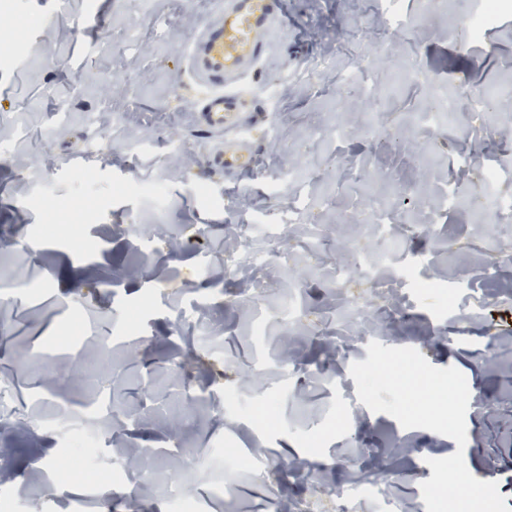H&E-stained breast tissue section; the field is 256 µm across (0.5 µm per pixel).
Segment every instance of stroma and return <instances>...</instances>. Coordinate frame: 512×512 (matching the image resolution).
<instances>
[{
    "label": "stroma",
    "mask_w": 512,
    "mask_h": 512,
    "mask_svg": "<svg viewBox=\"0 0 512 512\" xmlns=\"http://www.w3.org/2000/svg\"><path fill=\"white\" fill-rule=\"evenodd\" d=\"M222 2L10 0L0 12V485L28 478L27 512L86 500L57 497L31 469L66 453L62 410L109 390L125 409L109 432L114 451H89L112 478L109 512H169L165 496H133L121 481L126 453L141 448L157 453L158 472L194 471L179 490L188 512H274L330 492L347 512H426L428 459L459 448L512 508V266L490 252L512 241V218L448 203L452 170L473 190L487 166L512 184V112L475 109L462 93L512 85V13L474 42L465 21L480 0H400L388 27L385 0H294L300 29L280 38L296 53L270 61L254 86L266 117L252 134L256 169L234 179L206 164L224 135L195 123L201 91L183 62ZM130 32L139 42L128 52ZM410 64L423 80H399ZM348 70L375 87L373 112L338 102ZM437 85L457 97L458 118L423 132L412 115ZM395 123L412 150L384 147ZM291 167L304 185L281 184ZM87 169L94 180L76 184ZM295 210L294 237L271 246L276 260L245 286L224 274L225 254L242 251L240 225L260 241ZM378 223L400 236L410 276L338 286L344 242L376 250ZM312 247L313 266L287 262ZM293 278L296 311L281 301ZM200 306L215 345L175 321ZM92 320L127 345L102 350L81 332ZM373 340L462 372L465 447L359 402L349 367ZM174 378L206 393L194 415ZM259 401L278 413L275 429L254 419ZM300 459L321 463L315 481H300Z\"/></svg>",
    "instance_id": "1"
}]
</instances>
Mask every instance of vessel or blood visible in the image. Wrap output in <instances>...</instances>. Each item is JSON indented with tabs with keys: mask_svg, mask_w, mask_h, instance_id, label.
<instances>
[{
	"mask_svg": "<svg viewBox=\"0 0 512 512\" xmlns=\"http://www.w3.org/2000/svg\"><path fill=\"white\" fill-rule=\"evenodd\" d=\"M288 26L284 0H224V8L188 39L185 65L202 91L197 123L226 133L209 167L238 172L252 162L250 142L237 131L254 125V98L248 81L280 44L272 35Z\"/></svg>",
	"mask_w": 512,
	"mask_h": 512,
	"instance_id": "1",
	"label": "vessel or blood"
}]
</instances>
